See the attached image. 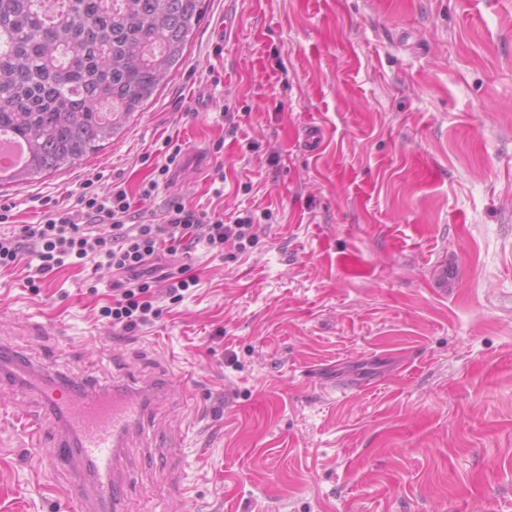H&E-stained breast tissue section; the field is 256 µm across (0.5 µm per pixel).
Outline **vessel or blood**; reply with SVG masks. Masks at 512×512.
I'll list each match as a JSON object with an SVG mask.
<instances>
[{
  "instance_id": "vessel-or-blood-1",
  "label": "vessel or blood",
  "mask_w": 512,
  "mask_h": 512,
  "mask_svg": "<svg viewBox=\"0 0 512 512\" xmlns=\"http://www.w3.org/2000/svg\"><path fill=\"white\" fill-rule=\"evenodd\" d=\"M45 400L64 413L68 430L80 440V453L96 473L94 489L75 481L67 494L74 512H95L98 504L116 506L122 485L111 477L114 450L144 416V403L129 392L108 393L84 382L61 381L48 386Z\"/></svg>"
}]
</instances>
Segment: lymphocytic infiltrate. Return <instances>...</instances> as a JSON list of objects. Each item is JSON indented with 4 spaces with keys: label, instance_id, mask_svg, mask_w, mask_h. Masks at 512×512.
<instances>
[{
    "label": "lymphocytic infiltrate",
    "instance_id": "obj_1",
    "mask_svg": "<svg viewBox=\"0 0 512 512\" xmlns=\"http://www.w3.org/2000/svg\"><path fill=\"white\" fill-rule=\"evenodd\" d=\"M182 153L179 140L167 139L138 196H131L120 182L102 192L88 184L72 207L47 203L40 222L0 236V267L36 258L28 279L38 282L67 259L100 258L120 274L105 316L127 332L152 324L160 315L151 301L153 294L177 303L197 285V276L189 272L192 246L199 244L220 255L229 247L242 254L256 244L254 216L248 211L228 223L223 214L197 209L179 198L158 212L134 208V199H150L170 181ZM99 224L111 225V238L95 235Z\"/></svg>",
    "mask_w": 512,
    "mask_h": 512
}]
</instances>
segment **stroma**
Instances as JSON below:
<instances>
[{
    "mask_svg": "<svg viewBox=\"0 0 512 512\" xmlns=\"http://www.w3.org/2000/svg\"><path fill=\"white\" fill-rule=\"evenodd\" d=\"M170 137L147 208L251 211L247 253L196 252L197 286L131 333L94 259L36 288L0 269L28 368L191 378L121 439L122 512H512V0H209L144 111L0 205L32 224L86 182L137 189ZM40 409L0 378V512H64L69 471L12 422ZM182 143L178 139L168 138L160 149L162 158L157 160L151 172V177L143 181L139 188V200L150 199L158 190L160 184H167L171 179L174 167L178 166L183 153Z\"/></svg>",
    "mask_w": 512,
    "mask_h": 512,
    "instance_id": "stroma-1",
    "label": "stroma"
}]
</instances>
